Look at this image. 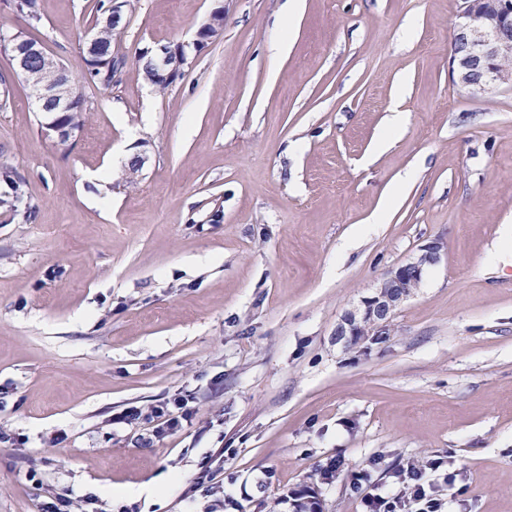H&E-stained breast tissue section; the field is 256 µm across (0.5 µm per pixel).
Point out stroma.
Segmentation results:
<instances>
[{"label":"stroma","instance_id":"35a3bbf8","mask_svg":"<svg viewBox=\"0 0 512 512\" xmlns=\"http://www.w3.org/2000/svg\"><path fill=\"white\" fill-rule=\"evenodd\" d=\"M285 2L132 0L115 42L130 57L194 39L219 6L224 29L166 92L132 68L108 91L80 84L86 119L64 142L0 54V162L37 207L0 208V424L26 440L0 445V512L56 495L93 512H359L352 471L391 490L433 459L455 477L457 495L435 484L449 512H512V83L474 98L453 77L458 0H304L287 32ZM94 3L37 0L35 29L0 4V31L78 74ZM123 143L130 186L110 162ZM435 241L389 340L366 357L336 344L343 313ZM183 386L190 430L152 444L149 425L113 423Z\"/></svg>","mask_w":512,"mask_h":512}]
</instances>
